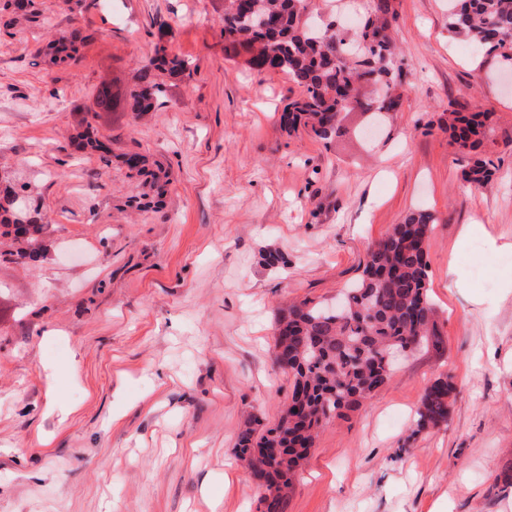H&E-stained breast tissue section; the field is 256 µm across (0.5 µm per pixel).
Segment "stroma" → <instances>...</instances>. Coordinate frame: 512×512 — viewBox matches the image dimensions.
<instances>
[{"label": "stroma", "instance_id": "1", "mask_svg": "<svg viewBox=\"0 0 512 512\" xmlns=\"http://www.w3.org/2000/svg\"><path fill=\"white\" fill-rule=\"evenodd\" d=\"M0 0V184L26 186L44 248L0 236V512H257L238 457L246 419L273 425L292 376L273 361L278 310L335 302L367 248L421 208L438 346L320 431L287 512H512V60L468 48L448 0H393L404 62L374 142L353 111L325 141L287 134L299 87L224 56V0ZM366 0H304L355 29ZM79 30L48 65L47 30ZM184 59L161 108L128 105L155 44ZM105 81L119 94L98 112ZM488 112L482 187L451 145V111ZM112 151H76L85 127ZM166 175L146 202L124 163ZM477 225L465 235L467 225ZM284 255L268 266L267 252ZM448 377V423L413 434L427 385Z\"/></svg>", "mask_w": 512, "mask_h": 512}]
</instances>
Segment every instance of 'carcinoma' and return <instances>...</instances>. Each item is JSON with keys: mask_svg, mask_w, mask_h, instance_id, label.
Instances as JSON below:
<instances>
[{"mask_svg": "<svg viewBox=\"0 0 512 512\" xmlns=\"http://www.w3.org/2000/svg\"><path fill=\"white\" fill-rule=\"evenodd\" d=\"M303 9V0H224V54H244L252 69L281 72L301 88L282 117L283 128L292 133L304 127L320 140L331 138L342 113L364 107L353 97L362 86L376 92L377 112L394 111L398 98L389 86L402 72L395 70L398 53L390 28L397 15L392 0H369L372 19L352 35L332 21L315 31L302 18ZM448 28L477 51L512 57V0H448ZM79 42L76 32L49 34V62L74 59ZM187 69L185 60L155 45L138 70L132 110L159 109L166 85L156 80L157 74L180 75ZM116 101L112 85L100 84L98 110L110 112ZM490 124L488 112L448 113L451 143L473 154L466 177L475 185L492 176L489 162L480 156ZM86 147L100 152L103 166H110L109 150L90 130L76 144ZM15 203V192L6 190L0 225L13 228L17 237L27 235L29 251L37 253L42 227L34 214L39 206L30 207L32 214L25 216L21 232ZM436 223L432 213L413 210L373 243L361 279L343 295V307L300 302L278 312L274 358L293 375L292 393L275 426L259 432L248 422L237 443L240 459L262 479L261 512H285L296 470L327 420L385 388L397 357L438 345L426 253ZM452 393L446 377L427 386L412 433L447 423ZM268 448L281 452L274 456L266 453Z\"/></svg>", "mask_w": 512, "mask_h": 512, "instance_id": "1", "label": "carcinoma"}]
</instances>
